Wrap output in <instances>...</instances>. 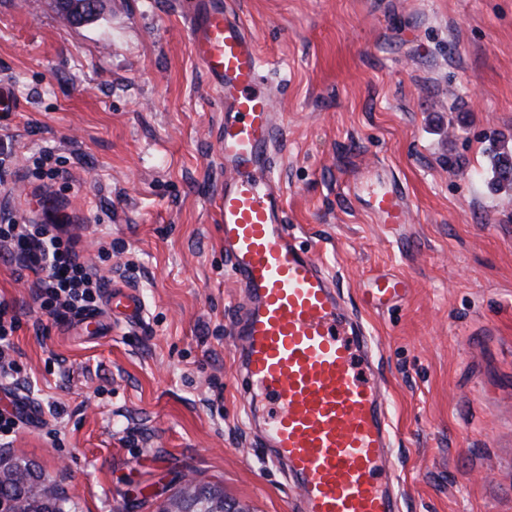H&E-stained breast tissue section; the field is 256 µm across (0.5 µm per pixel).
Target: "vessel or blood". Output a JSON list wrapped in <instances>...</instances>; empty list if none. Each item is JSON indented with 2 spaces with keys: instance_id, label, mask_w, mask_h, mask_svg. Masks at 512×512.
Listing matches in <instances>:
<instances>
[{
  "instance_id": "obj_1",
  "label": "vessel or blood",
  "mask_w": 512,
  "mask_h": 512,
  "mask_svg": "<svg viewBox=\"0 0 512 512\" xmlns=\"http://www.w3.org/2000/svg\"><path fill=\"white\" fill-rule=\"evenodd\" d=\"M191 39L224 106V185L216 209L224 259L243 291L233 336L247 420L258 425L269 463L286 466L302 512H399L384 476L391 433L371 340L286 220L285 192L273 172L286 128L260 75L256 40L225 0H197ZM364 201L379 223L407 220L395 182H383ZM407 289L404 278H376L366 303L388 306ZM142 316L138 292L116 283L104 313L83 316L80 324L101 334L112 321Z\"/></svg>"
}]
</instances>
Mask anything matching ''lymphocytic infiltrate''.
Wrapping results in <instances>:
<instances>
[{
    "label": "lymphocytic infiltrate",
    "instance_id": "lymphocytic-infiltrate-1",
    "mask_svg": "<svg viewBox=\"0 0 512 512\" xmlns=\"http://www.w3.org/2000/svg\"><path fill=\"white\" fill-rule=\"evenodd\" d=\"M0 254L20 269L38 271L40 308L57 321L98 311L106 280L83 259L68 225L46 219L37 224H0Z\"/></svg>",
    "mask_w": 512,
    "mask_h": 512
}]
</instances>
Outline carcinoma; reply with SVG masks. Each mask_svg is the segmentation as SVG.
I'll return each instance as SVG.
<instances>
[{
    "instance_id": "obj_1",
    "label": "carcinoma",
    "mask_w": 512,
    "mask_h": 512,
    "mask_svg": "<svg viewBox=\"0 0 512 512\" xmlns=\"http://www.w3.org/2000/svg\"><path fill=\"white\" fill-rule=\"evenodd\" d=\"M492 161L502 184L511 185L512 155L497 152ZM42 478L39 466L20 458L10 460L0 470V512H71L62 492L46 491ZM160 512H224V492L194 481L182 486Z\"/></svg>"
}]
</instances>
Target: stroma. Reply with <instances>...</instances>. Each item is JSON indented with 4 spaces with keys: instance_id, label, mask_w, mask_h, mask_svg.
I'll return each mask as SVG.
<instances>
[{
    "instance_id": "obj_1",
    "label": "stroma",
    "mask_w": 512,
    "mask_h": 512,
    "mask_svg": "<svg viewBox=\"0 0 512 512\" xmlns=\"http://www.w3.org/2000/svg\"><path fill=\"white\" fill-rule=\"evenodd\" d=\"M193 2L106 0L77 27L53 0H0V86L17 103L0 119V222L67 221L144 303L139 323L83 335L0 257L29 413L0 456L37 463L79 512H158L186 474L242 512L298 499L236 389L239 290L213 209L223 113ZM231 3L278 90L288 222L374 337L401 512H512V189L490 164L491 147L512 151V0ZM45 151L64 177L43 176ZM378 174L403 187L406 224L354 192ZM384 274L406 297L366 307Z\"/></svg>"
}]
</instances>
